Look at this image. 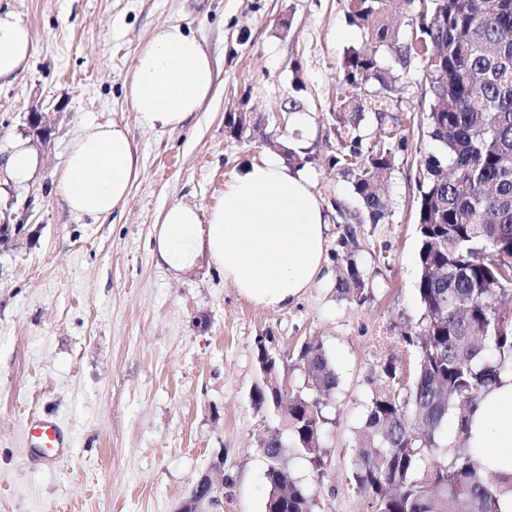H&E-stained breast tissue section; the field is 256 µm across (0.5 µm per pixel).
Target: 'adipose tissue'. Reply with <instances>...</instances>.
Returning a JSON list of instances; mask_svg holds the SVG:
<instances>
[{
  "instance_id": "obj_1",
  "label": "adipose tissue",
  "mask_w": 512,
  "mask_h": 512,
  "mask_svg": "<svg viewBox=\"0 0 512 512\" xmlns=\"http://www.w3.org/2000/svg\"><path fill=\"white\" fill-rule=\"evenodd\" d=\"M31 53L28 26L15 13L0 12V81L26 71ZM214 84V65L201 40L171 25L134 61L132 107L143 125L175 130L201 109ZM142 173L127 127L91 122L72 139L56 190L70 212L105 218ZM327 228L309 173L267 156L227 180L223 199L208 211L181 202L167 207L155 227L153 253L176 275L208 257L242 296L284 308L329 277ZM468 446L485 474L512 478V372L501 374L471 413Z\"/></svg>"
}]
</instances>
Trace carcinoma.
Returning a JSON list of instances; mask_svg holds the SVG:
<instances>
[{"label": "carcinoma", "mask_w": 512, "mask_h": 512, "mask_svg": "<svg viewBox=\"0 0 512 512\" xmlns=\"http://www.w3.org/2000/svg\"><path fill=\"white\" fill-rule=\"evenodd\" d=\"M397 4L416 9L406 38L390 21ZM347 18L362 45L341 62L336 131L345 149L333 165L353 175L370 223L385 218L394 149H407L408 137L385 132L367 142L360 117L385 121L414 66L429 85L427 136L439 151L417 177L423 313L401 333L416 363L406 371L392 356L374 369L346 479L367 494L370 512H499L503 486L473 461L467 439L470 413L512 371V308L502 305L512 296V262L499 258L512 249V0H347ZM369 83L378 90L364 98ZM338 246L336 294L361 304L371 288L351 228ZM298 360L303 384L286 402L267 385L255 387L252 402L285 420L320 480L336 375L318 341L304 343ZM450 415L456 442L443 455L439 432ZM273 432L264 448L266 512H312L316 487L291 476L283 433Z\"/></svg>", "instance_id": "obj_1"}]
</instances>
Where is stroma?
<instances>
[{
	"label": "stroma",
	"mask_w": 512,
	"mask_h": 512,
	"mask_svg": "<svg viewBox=\"0 0 512 512\" xmlns=\"http://www.w3.org/2000/svg\"><path fill=\"white\" fill-rule=\"evenodd\" d=\"M33 39L28 71L0 85V165L17 138L39 158L34 176L0 195V221L24 224L0 244V512H177L200 478L224 463V502L204 512H265L260 444L280 418L256 410L259 337L271 336L289 385L303 373L297 352L322 343L337 377L326 450L316 479L295 448L292 475L317 484L313 512H369L346 481L368 379L393 356L412 365L403 326L416 325L419 235L415 181L434 151L421 112L430 95L419 71L400 83L394 117L411 131L389 175L383 223L372 224L351 177L332 167L341 149L336 78L359 29L347 0H0ZM200 39L213 58L215 92L189 126L143 127L127 88L139 51L169 25ZM308 112L306 134L276 116L290 102ZM42 112L48 143L27 116ZM249 113L242 138L229 115ZM125 124L143 175L111 217L72 214L54 185L69 143L88 122ZM304 139L302 164L328 218L326 257L353 227L373 280L363 304L337 297L334 279L284 309L255 305L200 259L181 276L154 259L155 224L171 204L207 210L224 183L252 161ZM57 419L72 442L60 462L32 463L22 426Z\"/></svg>",
	"instance_id": "stroma-1"
}]
</instances>
